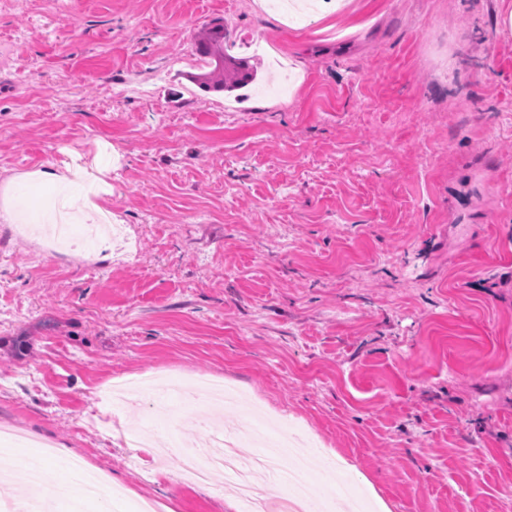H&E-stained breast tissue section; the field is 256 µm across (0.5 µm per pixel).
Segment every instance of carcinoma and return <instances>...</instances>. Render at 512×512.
<instances>
[{
	"label": "carcinoma",
	"mask_w": 512,
	"mask_h": 512,
	"mask_svg": "<svg viewBox=\"0 0 512 512\" xmlns=\"http://www.w3.org/2000/svg\"><path fill=\"white\" fill-rule=\"evenodd\" d=\"M195 51L203 56L205 71L190 76L199 85H211L227 92L244 89L256 80V71L224 48V25L211 26L195 39Z\"/></svg>",
	"instance_id": "cac0c4a2"
}]
</instances>
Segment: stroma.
<instances>
[{
	"mask_svg": "<svg viewBox=\"0 0 512 512\" xmlns=\"http://www.w3.org/2000/svg\"><path fill=\"white\" fill-rule=\"evenodd\" d=\"M300 2L0 0V442L82 458L122 512H242L160 453L219 413L247 455L299 435L315 503L512 512V0ZM216 20L289 85L259 53L244 98L190 81ZM73 162L102 193L54 192ZM51 217L128 240L50 252Z\"/></svg>",
	"mask_w": 512,
	"mask_h": 512,
	"instance_id": "1",
	"label": "stroma"
}]
</instances>
